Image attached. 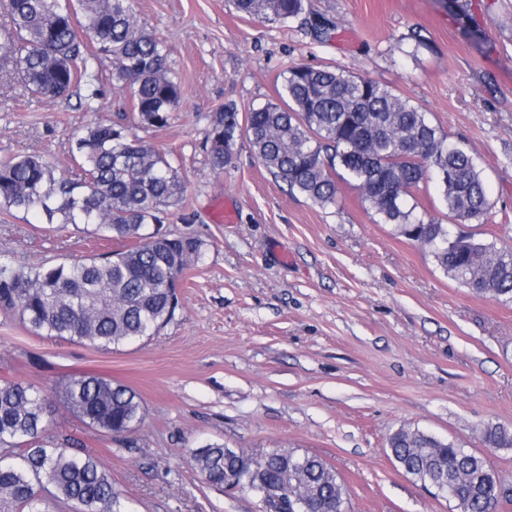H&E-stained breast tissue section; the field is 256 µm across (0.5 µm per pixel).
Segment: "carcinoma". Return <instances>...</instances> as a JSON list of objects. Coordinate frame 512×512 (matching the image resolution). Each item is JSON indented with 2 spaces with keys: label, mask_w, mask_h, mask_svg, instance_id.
Here are the masks:
<instances>
[{
  "label": "carcinoma",
  "mask_w": 512,
  "mask_h": 512,
  "mask_svg": "<svg viewBox=\"0 0 512 512\" xmlns=\"http://www.w3.org/2000/svg\"><path fill=\"white\" fill-rule=\"evenodd\" d=\"M245 16L283 23L305 0H232ZM108 59L112 84L129 92L132 122L95 123L76 134L66 174L39 154L0 160V209L35 213L49 225L72 224L121 247L73 262L26 270L0 264V308L33 334L89 343L100 350L148 338L175 317L177 290L201 256L203 242L164 230L185 184L176 167L135 129L167 127L181 99L166 40L137 17L133 0H0V71L25 93L59 98L80 86L87 102L100 94ZM280 102L245 113L210 115L206 144L212 169L224 170L235 134L288 189L322 208L338 203L339 183L359 190L377 224L427 252L451 279L474 293L512 302V246L476 233L452 232L419 202L436 184L446 218L481 224L493 204L484 169L448 139L430 114L392 87L334 66L293 63L283 72ZM55 397L91 428L118 435L143 420L137 393L93 375L65 377ZM44 393L0 374V512H123L112 475L79 438L49 434ZM484 442L511 448L512 434L490 428ZM401 469L455 504L457 512H490L509 499L487 460L452 441L402 427L389 438ZM193 462L207 482L224 485L240 468L265 512H339L344 484L321 456L278 448L248 462L243 451L209 444Z\"/></svg>",
  "instance_id": "carcinoma-1"
}]
</instances>
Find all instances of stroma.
I'll use <instances>...</instances> for the list:
<instances>
[{
	"instance_id": "stroma-1",
	"label": "stroma",
	"mask_w": 512,
	"mask_h": 512,
	"mask_svg": "<svg viewBox=\"0 0 512 512\" xmlns=\"http://www.w3.org/2000/svg\"><path fill=\"white\" fill-rule=\"evenodd\" d=\"M305 6L334 25L331 39L298 19L241 15L230 0H136L141 21L167 39L182 89L170 125L144 133L186 187L167 229L204 243L158 336L107 352L34 335L0 310V365L14 378L47 391L90 373L138 393L144 420L117 438L52 404L54 426L93 449L126 512H264L254 494L205 482L192 454L209 443L317 453L342 478L348 512H452L391 461L388 440L403 426L485 455L512 488V447L482 442L487 427L512 431V303L450 280L375 223L357 190L342 187L341 203L322 208L276 181L245 140L220 173L205 147L210 115L278 101L289 63L368 76L430 112L478 160L493 209L477 230L512 245V0H472L479 46L444 0ZM128 99L108 81L90 109L76 92L36 99L0 72V159L35 151L68 167L72 133L119 121ZM219 199L236 223H213ZM108 248L75 226L0 212V261L14 267Z\"/></svg>"
}]
</instances>
